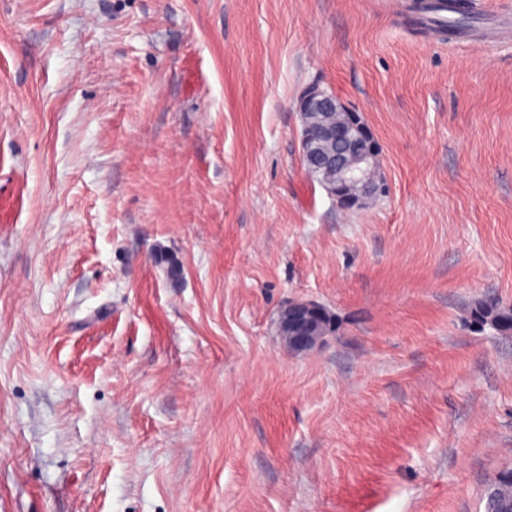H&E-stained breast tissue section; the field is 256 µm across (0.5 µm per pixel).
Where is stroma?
<instances>
[{
    "instance_id": "1",
    "label": "stroma",
    "mask_w": 512,
    "mask_h": 512,
    "mask_svg": "<svg viewBox=\"0 0 512 512\" xmlns=\"http://www.w3.org/2000/svg\"><path fill=\"white\" fill-rule=\"evenodd\" d=\"M409 3L0 0V512H484L512 0L449 40ZM313 82L379 140L376 204L306 173ZM295 298L338 324L303 353Z\"/></svg>"
}]
</instances>
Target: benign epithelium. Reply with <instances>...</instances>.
Returning a JSON list of instances; mask_svg holds the SVG:
<instances>
[{"label": "benign epithelium", "instance_id": "benign-epithelium-1", "mask_svg": "<svg viewBox=\"0 0 512 512\" xmlns=\"http://www.w3.org/2000/svg\"><path fill=\"white\" fill-rule=\"evenodd\" d=\"M301 120V154L315 166L336 170V180L326 192L336 204L348 209H361L387 197L388 185L379 171L381 145L362 116L344 104L336 95L318 83L307 85L298 99ZM350 113V126L336 131L318 130L309 122L315 112L338 111ZM323 134L337 140L336 152L322 155L314 142ZM334 326V316L313 299H293L281 311L279 330L292 352L308 351L317 346Z\"/></svg>", "mask_w": 512, "mask_h": 512}]
</instances>
